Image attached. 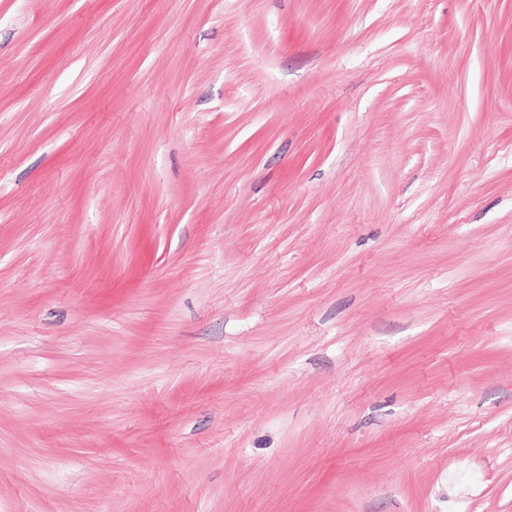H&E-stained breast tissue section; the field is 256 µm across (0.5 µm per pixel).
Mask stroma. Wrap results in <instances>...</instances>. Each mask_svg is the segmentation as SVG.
Instances as JSON below:
<instances>
[{
    "mask_svg": "<svg viewBox=\"0 0 512 512\" xmlns=\"http://www.w3.org/2000/svg\"><path fill=\"white\" fill-rule=\"evenodd\" d=\"M0 512H512V0H0Z\"/></svg>",
    "mask_w": 512,
    "mask_h": 512,
    "instance_id": "obj_1",
    "label": "stroma"
}]
</instances>
